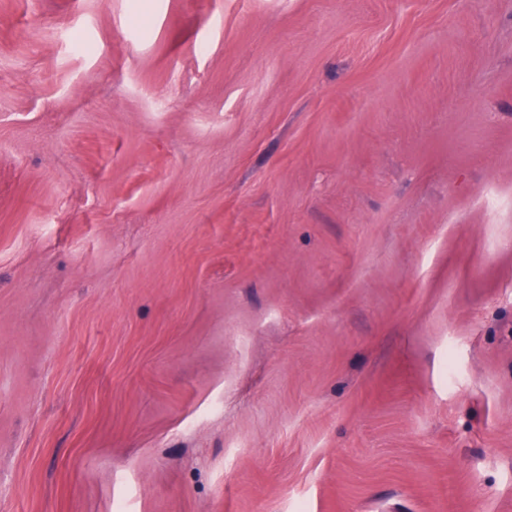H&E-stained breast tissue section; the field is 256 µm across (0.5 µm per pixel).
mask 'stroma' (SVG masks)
Instances as JSON below:
<instances>
[{"instance_id": "stroma-1", "label": "stroma", "mask_w": 512, "mask_h": 512, "mask_svg": "<svg viewBox=\"0 0 512 512\" xmlns=\"http://www.w3.org/2000/svg\"><path fill=\"white\" fill-rule=\"evenodd\" d=\"M0 512H512V0H0Z\"/></svg>"}]
</instances>
